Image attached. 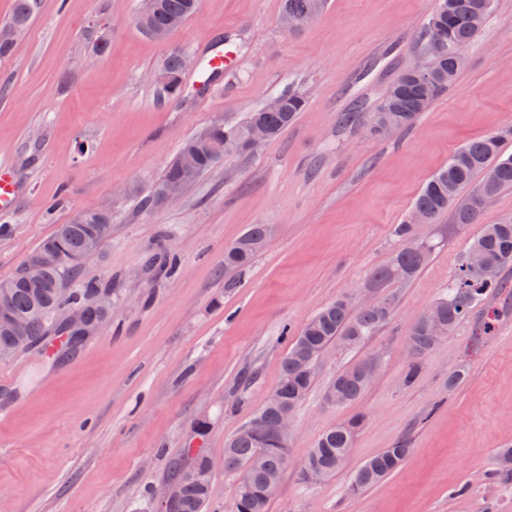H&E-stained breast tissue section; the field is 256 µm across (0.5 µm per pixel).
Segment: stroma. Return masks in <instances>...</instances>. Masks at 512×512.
Segmentation results:
<instances>
[{
	"label": "stroma",
	"mask_w": 512,
	"mask_h": 512,
	"mask_svg": "<svg viewBox=\"0 0 512 512\" xmlns=\"http://www.w3.org/2000/svg\"><path fill=\"white\" fill-rule=\"evenodd\" d=\"M434 4L326 0L291 32L284 0H202L161 43L137 26L143 0H36L25 35L0 57V164L25 185L0 214L11 229L0 237V280L57 225L104 210L112 238L80 277L111 282L115 305L76 352L36 347L0 361V512H158L146 489L168 482L191 448L216 464L208 512H231L243 473L224 470L225 441L279 384L292 335L351 293L358 308L390 297L392 317L356 348L338 344L318 360L269 512H512V485L494 473L497 452L512 446V265L500 273L506 288L423 359L414 384L402 383L414 318L445 294L482 225L512 218V188L480 223L447 213L416 225L434 253L412 280L369 282L429 176L464 143L512 126V0H494L464 68L410 130L378 136L342 124L355 108L374 110L421 62L417 37ZM101 23L112 38L99 56ZM207 41L235 53L213 77L216 93L188 84L163 96L152 76L169 48L193 55ZM287 91L307 107L279 139L225 157L175 202L144 210L122 194L131 184L148 194L184 140L213 123L236 127ZM253 224L270 225V244L225 287L224 248ZM162 250L179 258L174 275L148 268ZM490 309L500 314L495 331L478 338ZM371 357L380 370L362 396L327 406L336 373ZM356 415L364 424L343 468L302 484L309 448ZM401 442L410 453L395 473L349 492L363 461Z\"/></svg>",
	"instance_id": "obj_1"
}]
</instances>
